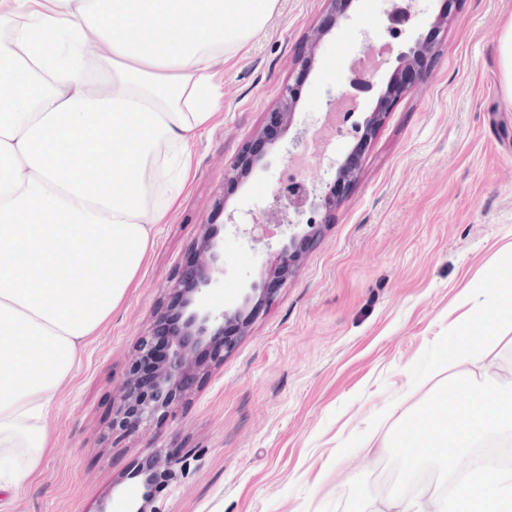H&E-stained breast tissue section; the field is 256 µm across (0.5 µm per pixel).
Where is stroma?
I'll list each match as a JSON object with an SVG mask.
<instances>
[{
    "label": "stroma",
    "mask_w": 512,
    "mask_h": 512,
    "mask_svg": "<svg viewBox=\"0 0 512 512\" xmlns=\"http://www.w3.org/2000/svg\"><path fill=\"white\" fill-rule=\"evenodd\" d=\"M448 0H418V25L389 39L373 0H353L348 19L318 46L304 77L294 71L305 36L326 14L324 0H279L260 37L224 67V110L192 147L191 177L110 320L90 337L54 404L55 447L0 512H127L142 492L135 473L149 447L186 448L189 474L152 485L162 512H358L390 495H417L447 466L408 470L400 450L367 452L365 434L408 429L437 392L447 366L443 340L471 305L475 284L512 280V101L497 52L512 0H461L447 26ZM374 23L384 47L374 86L359 91V120L374 111L417 37L435 42L425 77L394 98L355 146L360 174L348 183L331 224L302 245L303 261L275 301L239 337L223 363L197 380L172 418L117 440L106 437L112 400L169 306L167 285L186 270L201 225L224 240L217 307L241 303L270 258L231 223L259 220L287 166L288 137L267 146V170L240 183L226 176L268 124L281 89L298 85L296 126L322 122L350 92V61L337 52ZM223 207H215L216 199Z\"/></svg>",
    "instance_id": "35a3bbf8"
}]
</instances>
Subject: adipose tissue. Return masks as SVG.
<instances>
[{"mask_svg":"<svg viewBox=\"0 0 512 512\" xmlns=\"http://www.w3.org/2000/svg\"><path fill=\"white\" fill-rule=\"evenodd\" d=\"M278 0H0V493L53 448L50 413L86 340L122 302L224 110L220 65ZM512 324V290L480 294L448 350L410 464L512 439V382L473 367ZM391 512H512V466L448 469Z\"/></svg>","mask_w":512,"mask_h":512,"instance_id":"obj_1","label":"adipose tissue"}]
</instances>
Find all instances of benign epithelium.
<instances>
[{"label": "benign epithelium", "mask_w": 512, "mask_h": 512, "mask_svg": "<svg viewBox=\"0 0 512 512\" xmlns=\"http://www.w3.org/2000/svg\"><path fill=\"white\" fill-rule=\"evenodd\" d=\"M350 3L351 0H326L328 22L311 28L307 33L309 52L297 64L299 76H304L310 68L312 55L328 28L348 18ZM414 5L415 0H404V3L387 10L391 35H402L403 27L415 20ZM435 52L436 45L428 38H417L409 52L401 56L402 86L388 87L385 97H395L401 90L419 82L423 76L421 66ZM296 108V92L294 86L288 84L280 93L271 120L288 130L294 123ZM314 136L315 131L308 127L297 131L288 147L289 163L304 158ZM264 159L265 154L252 149L250 145L245 146L240 162L227 175V179L238 182L249 178L255 171L264 168ZM357 176L358 169L353 163H331L316 178L304 175L296 182L279 184L272 204L264 211L263 220L232 225L236 233L255 242L268 239L267 230L272 225L288 229V237L275 250L265 278L252 284L241 304L236 307L219 309L209 301V290L217 287L220 277L224 275V266L221 265L223 241L217 238L209 225H201L192 246L194 262L187 270L195 287L182 288L180 279L170 285L171 293L181 296L182 323L160 359L155 358L153 337H145L139 342L137 366L123 381L112 407L111 433L135 431L171 414L175 401L188 393L194 380L210 372L222 353L236 344V336L224 335V326L236 327L237 336L246 335L252 320L274 301L278 286L286 283L299 267L303 253L297 249L298 228L306 229L308 237L319 234L327 222V214L336 207L339 186L354 181ZM309 212L320 215V223L305 220ZM148 459L149 467L138 470L144 476L143 484L146 487L157 470L177 480L186 475L190 466L189 454H171L161 448L152 449Z\"/></svg>", "instance_id": "1"}]
</instances>
